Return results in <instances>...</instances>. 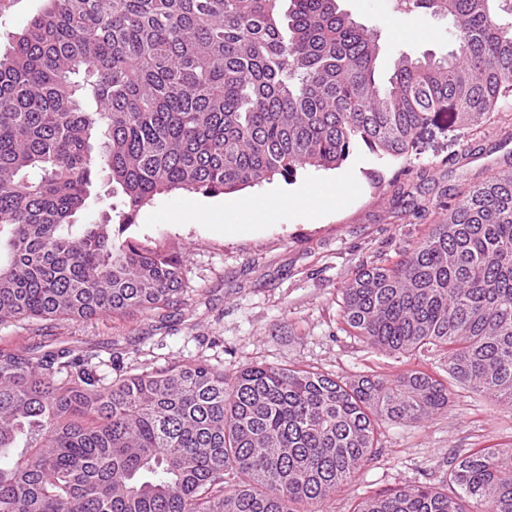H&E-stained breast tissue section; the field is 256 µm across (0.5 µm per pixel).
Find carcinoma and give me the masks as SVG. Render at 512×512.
Returning a JSON list of instances; mask_svg holds the SVG:
<instances>
[{"mask_svg": "<svg viewBox=\"0 0 512 512\" xmlns=\"http://www.w3.org/2000/svg\"><path fill=\"white\" fill-rule=\"evenodd\" d=\"M447 18L457 51L404 55L378 78L379 36L337 0H49L0 55V323L165 312L175 254L117 246L112 214L71 233L98 168L125 210L335 169L359 147L404 157L431 113L475 131L512 96V0H398ZM404 259L364 265L343 331L410 368L342 380L205 363L106 379L69 347L0 351V512H323L386 422L448 407V381L512 405V162L442 204ZM456 493L402 485L353 512H512V448L448 471Z\"/></svg>", "mask_w": 512, "mask_h": 512, "instance_id": "carcinoma-1", "label": "carcinoma"}]
</instances>
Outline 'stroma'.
<instances>
[{
	"mask_svg": "<svg viewBox=\"0 0 512 512\" xmlns=\"http://www.w3.org/2000/svg\"><path fill=\"white\" fill-rule=\"evenodd\" d=\"M393 3L339 0L353 19L378 32L383 79L402 53L440 57L455 46L448 20L400 17ZM509 157L512 97L474 134L462 130L452 113H435L401 159L380 158L362 147L336 169L308 166L288 180L277 176L216 196L156 195L125 235L183 258L184 292L168 317L8 322L0 324V351L67 346L119 361L134 373L205 361L228 376L280 364L332 377H395L408 367L403 355L343 331V287L361 265L394 261L412 250L439 218L440 201L492 175ZM334 179L348 186L339 200L323 192ZM284 190L302 193V201L256 223L246 199ZM197 206L214 213V220H191ZM449 390L447 408L428 420L385 423L377 454L337 489L326 512H352L359 498L401 485L446 491L451 462L474 448L512 446L511 407L454 384Z\"/></svg>",
	"mask_w": 512,
	"mask_h": 512,
	"instance_id": "35a3bbf8",
	"label": "stroma"
}]
</instances>
